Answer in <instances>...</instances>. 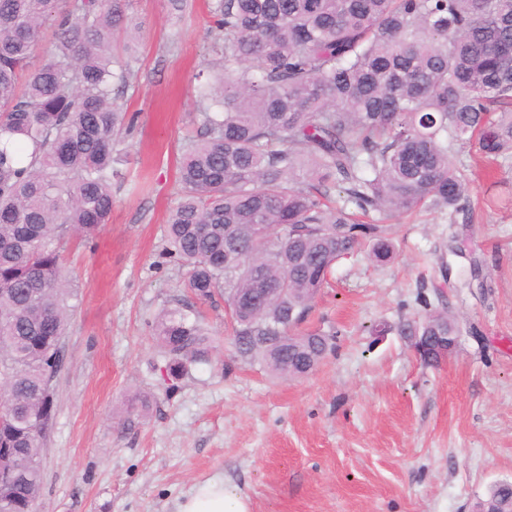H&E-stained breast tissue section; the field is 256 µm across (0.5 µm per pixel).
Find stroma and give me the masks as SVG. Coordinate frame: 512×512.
Here are the masks:
<instances>
[{
  "label": "stroma",
  "instance_id": "35a3bbf8",
  "mask_svg": "<svg viewBox=\"0 0 512 512\" xmlns=\"http://www.w3.org/2000/svg\"><path fill=\"white\" fill-rule=\"evenodd\" d=\"M211 0H132L117 38L131 77L132 127L114 137L112 215L89 241L71 238L65 271L79 301L55 379L57 414L42 459L41 512H177L221 476L253 512H471L512 481V156L465 165L470 204L391 223L386 262L367 249L340 259L308 327L337 349L307 377L273 380L234 361L228 344L176 381L154 323L192 304L223 335L224 298L194 300L186 269L165 255L183 147L200 139L199 75L222 65L207 31ZM448 308L454 353L423 365L399 324ZM149 408L118 425L130 394Z\"/></svg>",
  "mask_w": 512,
  "mask_h": 512
}]
</instances>
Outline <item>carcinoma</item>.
Instances as JSON below:
<instances>
[{
  "label": "carcinoma",
  "mask_w": 512,
  "mask_h": 512,
  "mask_svg": "<svg viewBox=\"0 0 512 512\" xmlns=\"http://www.w3.org/2000/svg\"><path fill=\"white\" fill-rule=\"evenodd\" d=\"M129 8L0 0V382L10 390L0 449L22 468L0 476V512H30L41 496L56 419L45 386L78 300L62 252L112 214V140L130 74L112 43ZM210 15L224 65L199 87L204 135L179 158L166 254L188 267L196 299L224 295L235 358L298 379L335 347L336 335L300 326L336 262L362 245L389 260L386 222L402 215L464 210L469 186L448 148L512 153V0H215ZM373 212L380 223L364 222ZM400 332L437 366L418 338L460 326L444 308ZM154 335L173 378L212 348L182 307L163 312ZM146 408L131 399L123 428ZM474 510L512 512V482L491 485Z\"/></svg>",
  "instance_id": "carcinoma-1"
}]
</instances>
